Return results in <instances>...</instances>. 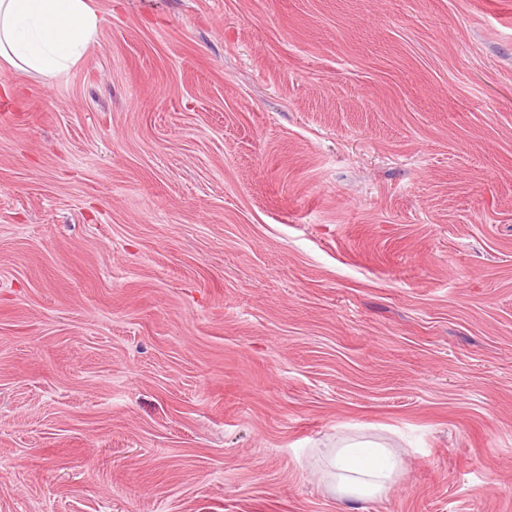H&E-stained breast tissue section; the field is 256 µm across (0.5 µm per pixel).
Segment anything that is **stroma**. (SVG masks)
<instances>
[{
    "mask_svg": "<svg viewBox=\"0 0 512 512\" xmlns=\"http://www.w3.org/2000/svg\"><path fill=\"white\" fill-rule=\"evenodd\" d=\"M95 3L0 65V512H512V0ZM320 473L337 501L375 502L383 498L404 475L405 456L386 443L357 435L338 438Z\"/></svg>",
    "mask_w": 512,
    "mask_h": 512,
    "instance_id": "1",
    "label": "stroma"
}]
</instances>
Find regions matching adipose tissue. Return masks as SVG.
<instances>
[{"label": "adipose tissue", "mask_w": 512, "mask_h": 512, "mask_svg": "<svg viewBox=\"0 0 512 512\" xmlns=\"http://www.w3.org/2000/svg\"><path fill=\"white\" fill-rule=\"evenodd\" d=\"M100 23L94 0H0V62L55 76L81 61ZM404 455L357 435L338 438L320 479L337 501L383 498L404 475Z\"/></svg>", "instance_id": "adipose-tissue-1"}]
</instances>
